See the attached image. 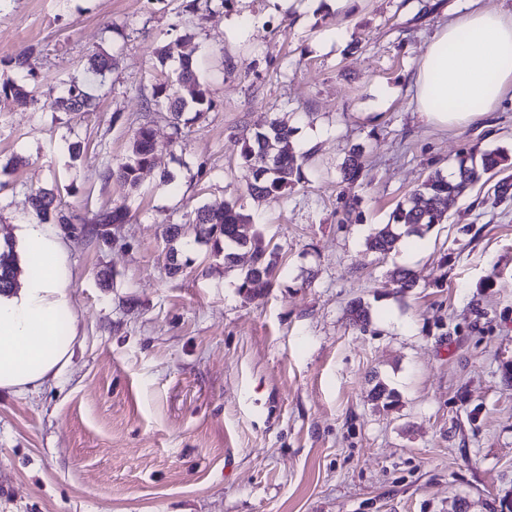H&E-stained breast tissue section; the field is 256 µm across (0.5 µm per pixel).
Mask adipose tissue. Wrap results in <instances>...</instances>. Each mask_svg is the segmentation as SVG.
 Here are the masks:
<instances>
[{
    "instance_id": "1",
    "label": "adipose tissue",
    "mask_w": 512,
    "mask_h": 512,
    "mask_svg": "<svg viewBox=\"0 0 512 512\" xmlns=\"http://www.w3.org/2000/svg\"><path fill=\"white\" fill-rule=\"evenodd\" d=\"M416 109L448 130L495 110L512 94V10L476 8L450 18L416 63ZM21 246L40 271L17 292L0 295V390L19 393L55 376L70 361L71 339L57 321L71 297L59 237L40 224L21 227Z\"/></svg>"
}]
</instances>
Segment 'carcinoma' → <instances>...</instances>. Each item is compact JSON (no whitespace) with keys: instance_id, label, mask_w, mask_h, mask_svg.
Segmentation results:
<instances>
[{"instance_id":"obj_1","label":"carcinoma","mask_w":512,"mask_h":512,"mask_svg":"<svg viewBox=\"0 0 512 512\" xmlns=\"http://www.w3.org/2000/svg\"><path fill=\"white\" fill-rule=\"evenodd\" d=\"M177 47L178 44L174 42L159 50L161 66H166L168 61L176 57L179 58V65L170 78L153 87L151 99L146 101L147 110L167 112L172 128L168 142L170 148L180 145L185 136L184 129L201 120L212 107L207 88L200 81L196 63L188 55H175ZM109 67V58L96 54L88 60L87 72L91 80L102 81ZM48 101L51 107L66 112H93L98 105L96 96L79 83L50 89ZM292 135V127L275 119L265 130L255 132L245 142L241 158L252 174L246 188L252 199L261 200L282 194L300 181L304 157L293 151L290 145ZM159 150L153 129L149 124H143L134 133L130 155L117 166L106 167L105 174L135 188L140 173L154 167ZM505 160L506 157L498 149L485 151L479 156L470 152L459 158L455 179L450 180L438 171L429 174L405 201L397 204L388 223L373 229L367 239L368 247L385 256L397 250L403 238L424 236L434 225L443 223L445 214L439 209L441 202L453 201L464 195L485 174L503 172ZM364 166V150L359 146L351 148L340 166L343 180L352 183L358 181ZM55 201L52 189H42L27 197L29 212L37 223H71L70 217L57 210ZM127 222L128 212L120 206L99 212L92 218V223L102 227ZM188 225L195 233L194 242L210 246L211 255L223 258L226 267L238 262L236 250H248L250 263L241 272L240 292L251 294L272 287L278 273L277 253L262 245L251 214L235 203H226L217 208L202 205L191 211L185 221L162 225L161 236L168 245L171 274L175 275L182 269L175 244L186 236ZM20 273L14 245L6 241L0 246V293L14 288ZM388 284L403 294L416 286V280L411 270L399 268L391 274ZM348 316L353 324L365 326L370 321L369 306L355 300L349 305ZM372 401L377 406L390 408L395 404L396 396L384 382L379 381L373 388Z\"/></svg>"}]
</instances>
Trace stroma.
Here are the masks:
<instances>
[{
	"label": "stroma",
	"instance_id": "1",
	"mask_svg": "<svg viewBox=\"0 0 512 512\" xmlns=\"http://www.w3.org/2000/svg\"><path fill=\"white\" fill-rule=\"evenodd\" d=\"M191 2L0 0V82L35 50L30 98H0V167L24 160L0 176V240H18L27 193L55 189L75 216L51 230L76 333L53 381L0 391V512H512V199L478 184L397 252L367 245L430 172L466 151L512 156V101L447 131L410 90L448 17L512 0H360L308 22L268 0H212L187 41ZM176 40L213 107L171 149L165 114L145 105L168 74L155 51ZM95 53L114 59L97 110L46 107ZM274 118L310 158L292 190L258 202L242 138ZM145 122L155 166L134 190L105 180ZM356 145L367 162L349 184L340 164ZM234 199L278 253L273 287L242 294L203 244L170 275L160 225ZM115 206L128 223L92 224ZM399 267L416 277L402 295L384 285ZM356 299L364 329L348 319ZM380 380L396 407L374 406Z\"/></svg>",
	"mask_w": 512,
	"mask_h": 512
}]
</instances>
